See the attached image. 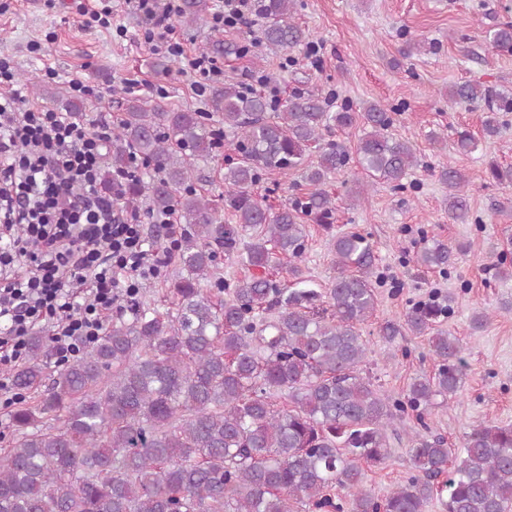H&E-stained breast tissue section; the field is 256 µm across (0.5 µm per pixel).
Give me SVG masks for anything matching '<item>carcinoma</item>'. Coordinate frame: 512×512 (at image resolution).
Listing matches in <instances>:
<instances>
[{"label":"carcinoma","mask_w":512,"mask_h":512,"mask_svg":"<svg viewBox=\"0 0 512 512\" xmlns=\"http://www.w3.org/2000/svg\"><path fill=\"white\" fill-rule=\"evenodd\" d=\"M297 2L262 0L255 45L286 51L309 43L294 21ZM208 11V0H183L181 17L203 25ZM487 36L512 52V24ZM202 52L229 57L240 45L210 40ZM118 94L105 188L112 189V172L137 158L149 171L126 183L123 203L144 199L150 212L174 211L187 224L179 275L164 289L171 308L132 302L130 318L112 321L98 343L51 374L43 364L46 338L32 337L28 361L13 375L32 400L12 413L14 437L0 457V512H425L435 498L444 512H512V427L489 422L466 433L452 466L443 437L415 432L409 476L384 497L367 487L364 466L392 457L387 428L412 416L428 429L434 400L461 388L465 348L442 329L452 295L433 293L382 328L384 336L404 329L428 336L437 366L394 397L359 373L361 325L376 310L379 277L368 236L333 237L336 275L326 288L310 287L296 264L288 265L284 287L267 275L281 259L305 252L303 218L332 229L335 202L324 185L347 168L350 154L325 138L331 128L361 123L362 171L405 188L417 157L393 136L391 110L344 103L332 112L316 94L278 102L231 84L212 90L209 112L167 108L127 88ZM476 103L483 104L485 136H496L502 115L512 112V93L470 82L448 90L451 107ZM215 114L237 136L240 158L222 173L234 224L193 187L199 163L215 151L208 123ZM311 146L317 162L307 165ZM291 169L302 170L311 189L271 213L254 187L267 173ZM439 178L448 184V218L468 223L464 175L450 164ZM251 230L237 254L244 276L231 286L213 279L219 251L234 249ZM464 250L426 239L414 262L445 271ZM493 266L496 281H512V255L497 254ZM283 393L288 403L281 405Z\"/></svg>","instance_id":"obj_1"}]
</instances>
